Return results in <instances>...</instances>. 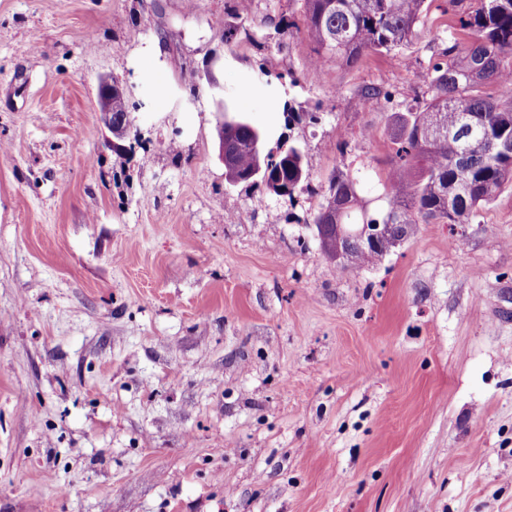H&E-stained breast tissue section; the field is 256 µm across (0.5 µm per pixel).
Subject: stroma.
Returning a JSON list of instances; mask_svg holds the SVG:
<instances>
[{
  "label": "stroma",
  "instance_id": "stroma-1",
  "mask_svg": "<svg viewBox=\"0 0 512 512\" xmlns=\"http://www.w3.org/2000/svg\"><path fill=\"white\" fill-rule=\"evenodd\" d=\"M236 4L0 0V512H512V182L368 269L311 225L332 174L382 194L447 16L319 68L302 0ZM227 108L310 191L225 190ZM100 99L105 103L106 98L112 95L110 106L100 104V112L102 113V121L104 125L112 132V113L125 112L118 116H114L115 126L120 129H132L133 120L130 117L129 104L125 90L112 88V83L103 81L100 86Z\"/></svg>",
  "mask_w": 512,
  "mask_h": 512
}]
</instances>
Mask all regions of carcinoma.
<instances>
[{
  "label": "carcinoma",
  "instance_id": "cac0c4a2",
  "mask_svg": "<svg viewBox=\"0 0 512 512\" xmlns=\"http://www.w3.org/2000/svg\"><path fill=\"white\" fill-rule=\"evenodd\" d=\"M303 18L323 66L349 64L368 53L399 56L410 44L433 0H302ZM448 0L463 36L448 35L440 60L427 74L428 103L400 116L392 134V155L383 183L384 206L371 210L359 197L355 179H330L325 202L312 223L343 224L357 231L363 224H397L387 246L376 249L353 237L342 242L340 267L376 264L418 224H473L512 181V93L501 83L512 79V0ZM489 84L495 91L486 90ZM391 92L382 85L364 87L362 108L378 107ZM224 128L233 141L231 162L247 188V179L263 167L288 187V199L308 187L309 174L298 176L297 156L259 158L250 144L254 126L240 114Z\"/></svg>",
  "mask_w": 512,
  "mask_h": 512
}]
</instances>
